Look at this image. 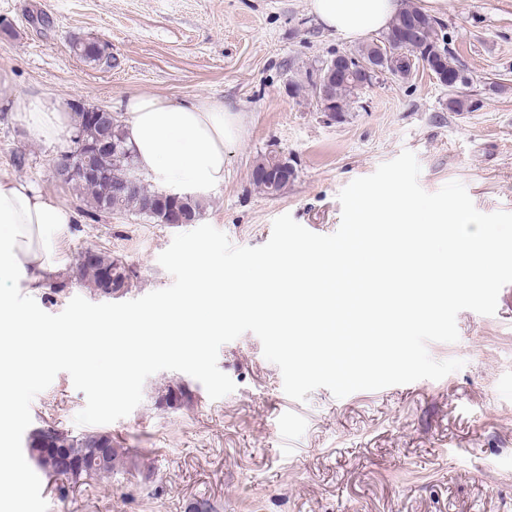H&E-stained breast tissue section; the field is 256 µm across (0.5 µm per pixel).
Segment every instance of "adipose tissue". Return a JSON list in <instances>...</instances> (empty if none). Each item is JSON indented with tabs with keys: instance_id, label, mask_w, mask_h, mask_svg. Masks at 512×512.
<instances>
[{
	"instance_id": "ef3b65f1",
	"label": "adipose tissue",
	"mask_w": 512,
	"mask_h": 512,
	"mask_svg": "<svg viewBox=\"0 0 512 512\" xmlns=\"http://www.w3.org/2000/svg\"><path fill=\"white\" fill-rule=\"evenodd\" d=\"M310 9L328 30L357 40L386 30L400 0H310ZM124 130L139 174L165 190L201 195L224 182V146L242 132L239 114L222 102H186L134 92L120 101ZM13 110L30 140L58 142L74 123L65 101L40 93H18ZM74 220L72 210L12 169L0 166V282L36 292L67 261L59 242Z\"/></svg>"
}]
</instances>
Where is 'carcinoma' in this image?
Returning a JSON list of instances; mask_svg holds the SVG:
<instances>
[{"label":"carcinoma","instance_id":"obj_1","mask_svg":"<svg viewBox=\"0 0 512 512\" xmlns=\"http://www.w3.org/2000/svg\"><path fill=\"white\" fill-rule=\"evenodd\" d=\"M414 18L419 22L418 40L416 47L420 53L439 60L444 69L450 72H460L459 60L449 47L448 33L445 26L436 18L426 14L420 8L409 5L405 7L391 22L388 31L378 37L372 38L357 48L349 51V55L358 60H367L379 53L383 48L394 55L399 47L393 38L402 23ZM99 43L76 39L72 43L73 51L84 61L100 66L102 58L99 57ZM364 86L353 80H342L336 83L333 101L340 116H345L351 105L356 102ZM473 109V100L454 89L448 93V111L469 112ZM90 108L82 103L73 105L75 116L73 129L81 136L86 146H91L100 138H105L115 144L117 150L101 151L96 156V163L105 175V180L73 178L68 181L71 187L80 192L89 207L88 215L94 217L100 213H130L146 218L157 224L166 222L167 203L171 202L187 215L191 220L197 221L201 216L202 205L200 200L191 195L170 198L159 189L144 183L136 174V166L132 149L126 143L122 121L114 118L112 124L103 132L87 122L86 114ZM276 155L270 153L258 160L254 169L266 171L271 168L277 170L288 169V175L276 179L275 190L269 191L268 180L254 179V184L264 193L273 196L282 194L296 178L294 166L283 159V163L275 164ZM128 182L135 184V188L121 194L112 195V204H106L107 181ZM75 270L79 273L78 282L84 287L91 288L103 296L112 297L122 294L131 288L133 271L130 266L119 258L97 251L96 266L87 268L83 264H76ZM27 451L32 460L38 463L43 470H53L56 476L64 477L75 483L84 479H92L112 473L116 468L133 464V458L126 449L120 448L112 434L107 432H89L81 435H72L68 432L57 431L53 438V447L43 446L42 435H36L32 442L26 444Z\"/></svg>","mask_w":512,"mask_h":512}]
</instances>
